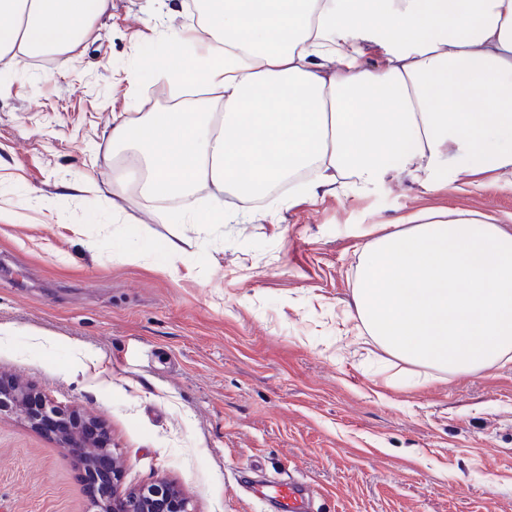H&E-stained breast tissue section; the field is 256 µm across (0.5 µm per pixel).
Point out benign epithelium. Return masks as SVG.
Masks as SVG:
<instances>
[{"label": "benign epithelium", "instance_id": "benign-epithelium-1", "mask_svg": "<svg viewBox=\"0 0 512 512\" xmlns=\"http://www.w3.org/2000/svg\"><path fill=\"white\" fill-rule=\"evenodd\" d=\"M2 412L17 414L34 428L50 426L59 445L72 450L86 479L97 487L92 512H193L184 491L165 480L118 492L124 461L114 452L107 428L99 419L62 408L45 395L0 379Z\"/></svg>", "mask_w": 512, "mask_h": 512}]
</instances>
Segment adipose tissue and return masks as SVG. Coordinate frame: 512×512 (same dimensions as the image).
<instances>
[{
    "instance_id": "1",
    "label": "adipose tissue",
    "mask_w": 512,
    "mask_h": 512,
    "mask_svg": "<svg viewBox=\"0 0 512 512\" xmlns=\"http://www.w3.org/2000/svg\"><path fill=\"white\" fill-rule=\"evenodd\" d=\"M112 0H0V70L72 51ZM196 37L169 31L130 75L218 92L221 109L167 107L112 123L122 188L174 197L180 224L255 221L319 194L405 175L428 190L512 187V0H197ZM235 208L199 212L195 193ZM348 318L411 365L412 382L512 360V226L423 210L369 229Z\"/></svg>"
}]
</instances>
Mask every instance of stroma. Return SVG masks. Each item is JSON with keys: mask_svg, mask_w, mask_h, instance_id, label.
Wrapping results in <instances>:
<instances>
[{"mask_svg": "<svg viewBox=\"0 0 512 512\" xmlns=\"http://www.w3.org/2000/svg\"><path fill=\"white\" fill-rule=\"evenodd\" d=\"M189 22L186 0H112L72 52L0 77V376L104 420L122 489L165 478L195 512H277L247 478L302 481L311 512H512V362L398 384L344 318L367 229L426 209L512 225V190L403 176L176 223V202L113 188L108 134L169 101L129 73ZM130 229L153 249L136 264ZM92 495L69 449L0 414V512Z\"/></svg>", "mask_w": 512, "mask_h": 512, "instance_id": "35a3bbf8", "label": "stroma"}]
</instances>
